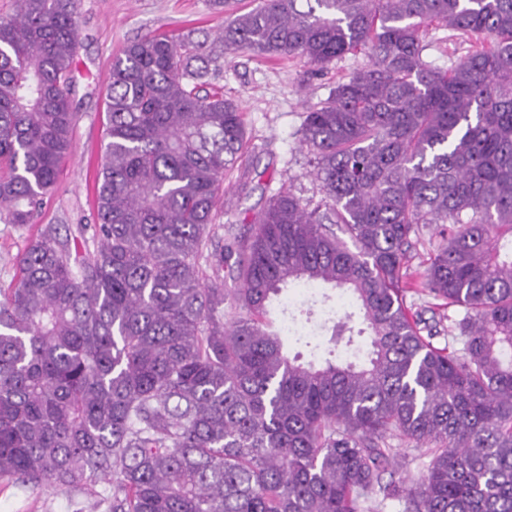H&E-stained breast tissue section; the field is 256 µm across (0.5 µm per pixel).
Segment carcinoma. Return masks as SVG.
<instances>
[{"label": "carcinoma", "instance_id": "cac0c4a2", "mask_svg": "<svg viewBox=\"0 0 512 512\" xmlns=\"http://www.w3.org/2000/svg\"><path fill=\"white\" fill-rule=\"evenodd\" d=\"M211 2L218 48L161 32L112 61L93 248L49 225L0 289V486L104 483L106 512H512V0ZM78 5L0 18L3 224L36 221L71 148ZM433 26L476 47L435 67ZM358 50L298 130L323 203L282 189L251 237L212 241L245 122L203 79L229 52L323 72ZM421 224L460 356L406 306ZM294 282L353 295L363 359L288 356L264 316ZM394 438L428 449L420 478H395ZM441 314L447 315V319L443 320L440 329L441 333L434 339V345L440 348L447 347L449 351H454L458 355L463 354L464 338L459 335V332L454 327V320L461 319L465 311L462 308L455 307L448 310L440 309ZM448 315L450 320H448Z\"/></svg>", "mask_w": 512, "mask_h": 512}]
</instances>
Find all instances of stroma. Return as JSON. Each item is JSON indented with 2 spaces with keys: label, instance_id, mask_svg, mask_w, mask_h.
Returning a JSON list of instances; mask_svg holds the SVG:
<instances>
[{
  "label": "stroma",
  "instance_id": "35a3bbf8",
  "mask_svg": "<svg viewBox=\"0 0 512 512\" xmlns=\"http://www.w3.org/2000/svg\"><path fill=\"white\" fill-rule=\"evenodd\" d=\"M224 13L210 0H80L79 48L72 109L77 116L70 152L60 166L56 186L35 224L0 223V287L13 283L14 262L38 230L52 224L73 246L90 244L96 221L95 176L106 131L104 98L112 80V60L136 37L150 32L193 31L196 39L223 30ZM423 56L448 68L472 49L474 41L445 28L430 29ZM368 56L349 53L321 75L303 59H263L248 53L226 55L217 83L245 114L244 161L224 179L231 203L215 224L218 235L234 228L250 236L258 214L279 189L302 199L319 200V182L309 157L298 144V130L308 108L327 98L336 82L367 66ZM349 293L336 289L292 288L271 313L290 352L303 350L312 336L328 335L331 320L354 311ZM0 512H71L64 495L26 489L0 491Z\"/></svg>",
  "mask_w": 512,
  "mask_h": 512
}]
</instances>
